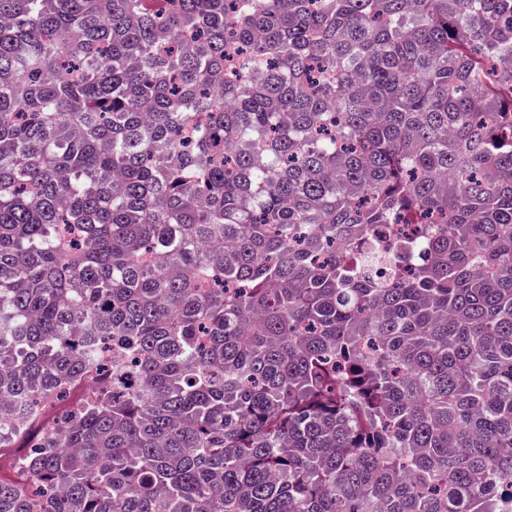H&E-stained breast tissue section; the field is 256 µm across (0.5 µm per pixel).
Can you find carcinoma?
<instances>
[{
  "label": "carcinoma",
  "mask_w": 512,
  "mask_h": 512,
  "mask_svg": "<svg viewBox=\"0 0 512 512\" xmlns=\"http://www.w3.org/2000/svg\"><path fill=\"white\" fill-rule=\"evenodd\" d=\"M14 447L0 512H512V0H0Z\"/></svg>",
  "instance_id": "carcinoma-1"
}]
</instances>
